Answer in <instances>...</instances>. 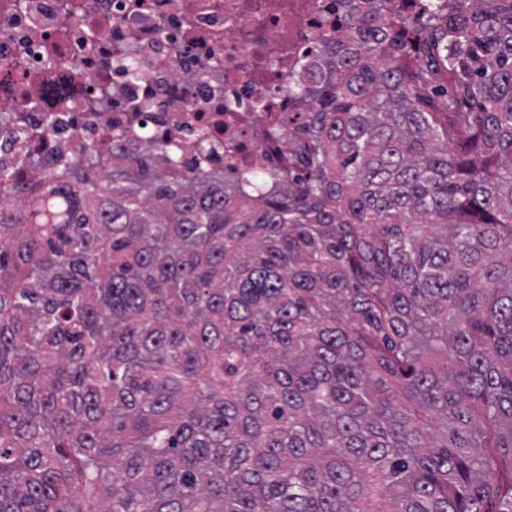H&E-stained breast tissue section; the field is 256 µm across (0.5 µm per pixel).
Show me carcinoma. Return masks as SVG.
<instances>
[{"instance_id":"obj_1","label":"carcinoma","mask_w":512,"mask_h":512,"mask_svg":"<svg viewBox=\"0 0 512 512\" xmlns=\"http://www.w3.org/2000/svg\"><path fill=\"white\" fill-rule=\"evenodd\" d=\"M288 177L0 170V512H512V0H333Z\"/></svg>"}]
</instances>
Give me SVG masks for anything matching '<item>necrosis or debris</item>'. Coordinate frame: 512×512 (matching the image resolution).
Wrapping results in <instances>:
<instances>
[{
	"label": "necrosis or debris",
	"instance_id": "4bbe7bcc",
	"mask_svg": "<svg viewBox=\"0 0 512 512\" xmlns=\"http://www.w3.org/2000/svg\"><path fill=\"white\" fill-rule=\"evenodd\" d=\"M331 0H0V168L46 180L15 132L95 153L114 132L141 151L176 133L193 165L197 130L224 150L211 169L287 171L288 94L326 28ZM151 102L148 112L139 111Z\"/></svg>",
	"mask_w": 512,
	"mask_h": 512
}]
</instances>
